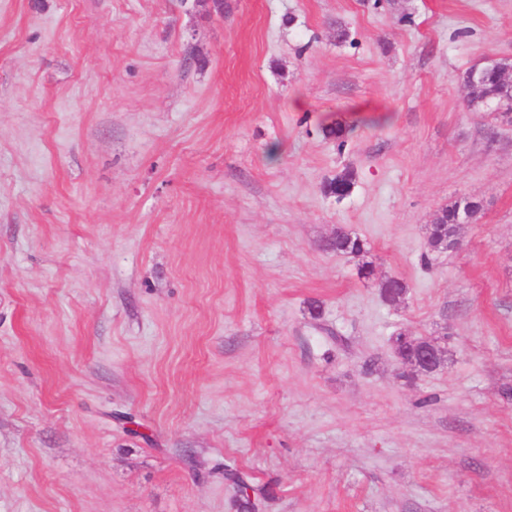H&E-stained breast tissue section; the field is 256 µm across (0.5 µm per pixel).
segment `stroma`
<instances>
[{
    "label": "stroma",
    "instance_id": "obj_1",
    "mask_svg": "<svg viewBox=\"0 0 512 512\" xmlns=\"http://www.w3.org/2000/svg\"><path fill=\"white\" fill-rule=\"evenodd\" d=\"M502 58L512 0H0V512H512ZM507 67V64L491 63L473 67L466 72L465 83L470 89V108L479 111L495 104L497 109L512 111V85L507 87L499 78V71ZM480 209L479 202L468 199H461L443 208L428 228L427 256L454 250L459 243L460 220L467 217L471 219ZM328 248L339 255H352L361 258L358 274L363 279H370L374 273L373 264L365 259L370 252L368 243L360 236L350 232L343 226H337L334 237L328 243ZM406 334L400 333L396 336V338L393 341V351L395 354V357L397 359V356H402L403 360L398 361V363L405 369L404 374L408 378H415L418 375H427V374H434L437 373L440 368L434 369L432 367H428L426 365H430L435 367L436 365L441 366L442 363V353L437 349H431V348H422L419 351V358L416 359L417 362L421 361L423 364H412L407 360L409 355L416 349L413 347L408 340H406Z\"/></svg>",
    "mask_w": 512,
    "mask_h": 512
}]
</instances>
